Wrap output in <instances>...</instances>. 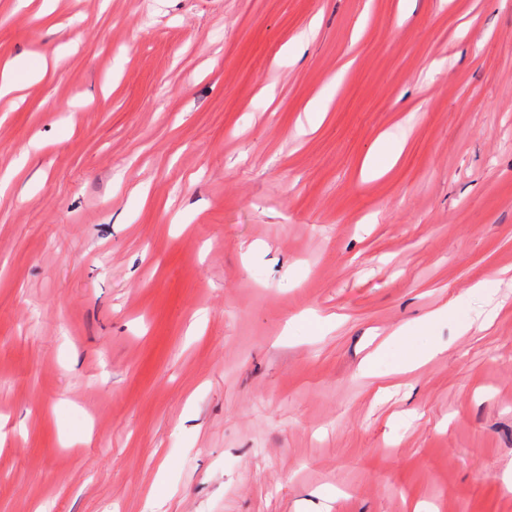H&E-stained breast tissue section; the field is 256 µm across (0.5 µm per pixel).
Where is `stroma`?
<instances>
[{
  "label": "stroma",
  "instance_id": "obj_1",
  "mask_svg": "<svg viewBox=\"0 0 512 512\" xmlns=\"http://www.w3.org/2000/svg\"><path fill=\"white\" fill-rule=\"evenodd\" d=\"M41 57L0 512H512V0H0Z\"/></svg>",
  "mask_w": 512,
  "mask_h": 512
}]
</instances>
